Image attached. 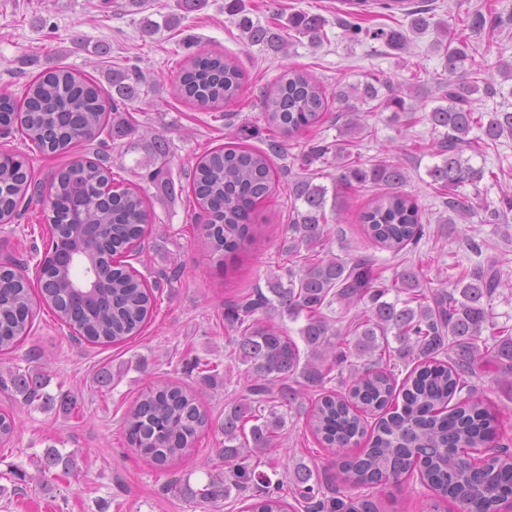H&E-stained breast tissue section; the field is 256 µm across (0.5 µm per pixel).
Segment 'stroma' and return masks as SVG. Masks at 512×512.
Returning a JSON list of instances; mask_svg holds the SVG:
<instances>
[{
  "label": "stroma",
  "mask_w": 512,
  "mask_h": 512,
  "mask_svg": "<svg viewBox=\"0 0 512 512\" xmlns=\"http://www.w3.org/2000/svg\"><path fill=\"white\" fill-rule=\"evenodd\" d=\"M244 3L243 15L237 16L226 10L225 0H205L192 12L182 8L181 0H0V88L15 97H22L38 75L58 66L80 70L107 89L114 72L143 75L139 99L108 138L107 164L121 187L141 189L147 196L143 249L127 261L147 280L162 282L157 309L133 340L110 346L78 343L44 309L20 347L0 353V372L39 370L47 382L46 393L57 398L69 393L78 401L77 409L67 413L36 403L26 405L21 396L0 392V413L14 415L18 423L11 442L0 445V512H245V496L233 493L200 505L186 501L170 482L186 480L200 488L207 481V470L218 463L224 436L216 423L224 417L225 401L244 394L246 386L244 368L234 359L224 308L265 285L277 267L287 266L294 207L288 187L303 172L337 190L335 205L325 208L327 251L341 257L371 254L386 279L403 267L404 256L372 245L359 222L374 189L335 185L336 162L331 158L317 160L309 170L301 168L300 156L309 144L338 139L336 110L326 112L318 126L293 140L275 139L267 130L264 102L285 69L313 73L330 96L376 77L381 81L380 98L399 94L414 105L412 127L389 125L383 112L369 116L368 136L351 140L348 150L367 163L403 164L407 175L403 189L417 199L423 212L425 234L412 253L425 258L428 288L449 287L450 268L479 262L497 263L512 274V221L484 220L486 206H499L503 195L512 196V142L472 157L474 166L499 172L500 177L483 179L476 187H459V195L468 197L472 209L468 220L439 221L443 207L427 174L436 162L431 154L436 136L424 119L427 109L435 106L437 86L444 79L441 60L431 49L435 32L412 36L407 52L397 55L379 40L344 39L342 0ZM498 3L497 30L469 39L473 54L487 65L482 83L493 87L502 81L499 62L512 60V0ZM297 11L325 18L326 41L315 46L293 33L285 50L274 52L251 43L240 27L244 16L256 25L284 26ZM200 52L236 59L245 74L237 100L212 110L175 96L173 85L181 64ZM245 126L250 129L245 145L269 150L279 144V152L271 156L276 188L256 205L255 217L262 226L256 242L223 267L209 253L202 210L187 194L173 200L155 195L149 176L164 168L175 185L187 191L204 150L233 141ZM157 135L168 143L167 156H158L153 149ZM1 152L18 155L34 181L44 184L74 158L94 157L92 150L82 147L66 154L33 150L15 130L0 135ZM46 215L44 203L35 202L21 208L11 223L0 224V263L37 261L32 235L47 232ZM473 241L480 244L481 254L470 250ZM197 355L218 363L217 386H202L197 373L187 369V362ZM105 369L111 370L112 380L102 385L97 378ZM162 378L202 387V406L214 421L191 452L168 469L129 448L123 429V418L136 398ZM296 389V400L283 410L285 426L271 453L272 481L290 487L295 467L303 465L336 496L373 499L381 512H458L453 502L437 501L416 477L405 485L386 480L361 488L346 486L336 454L319 443L307 426L317 392L301 383ZM479 393L496 418L499 441L512 444V381L490 372L480 381ZM49 447L74 454L77 467L67 473L56 468L36 480Z\"/></svg>",
  "instance_id": "stroma-1"
}]
</instances>
